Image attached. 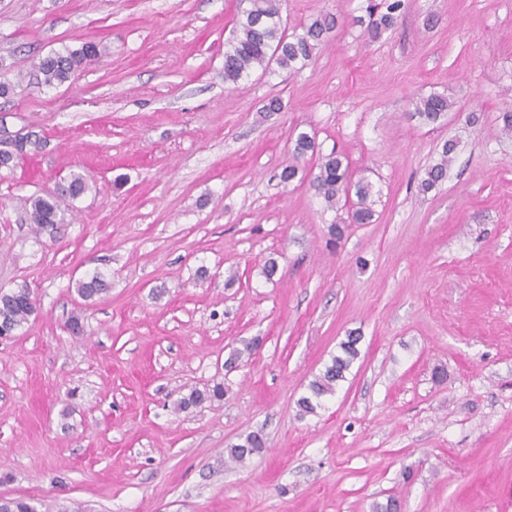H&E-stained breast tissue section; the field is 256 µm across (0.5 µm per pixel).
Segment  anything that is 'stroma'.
<instances>
[{"instance_id": "obj_1", "label": "stroma", "mask_w": 512, "mask_h": 512, "mask_svg": "<svg viewBox=\"0 0 512 512\" xmlns=\"http://www.w3.org/2000/svg\"><path fill=\"white\" fill-rule=\"evenodd\" d=\"M282 4L289 29L338 26L303 69L228 86L239 0H0V76L19 84L0 128L45 140L0 172V291L28 285L39 308L0 339V496L39 512H373L391 497L512 512V0H404L375 41L367 0ZM88 41L98 61L38 83L39 57ZM433 92L458 108L425 125L414 103ZM301 132L316 153L281 184ZM449 140L447 180L421 194ZM333 151L373 182L371 223L311 188ZM73 173L88 193L62 201L57 240L36 237L25 198ZM97 272L109 290L84 302L75 285ZM354 329L346 380L300 416ZM218 383L223 399L177 409ZM257 431L265 451L229 461Z\"/></svg>"}]
</instances>
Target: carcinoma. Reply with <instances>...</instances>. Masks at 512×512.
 Masks as SVG:
<instances>
[{"label":"carcinoma","instance_id":"1","mask_svg":"<svg viewBox=\"0 0 512 512\" xmlns=\"http://www.w3.org/2000/svg\"><path fill=\"white\" fill-rule=\"evenodd\" d=\"M402 8V0H383L367 6L369 21L368 35L372 39L380 37L391 29ZM337 17L331 14L320 15L301 31H288L281 12V0H247V7L238 12L232 37L224 50V83L237 84L251 77L259 70L261 74L273 71V66L299 70L312 59L315 50L324 44L330 33L337 27ZM103 48L94 42H85L81 46L62 51L51 52L36 64V71L47 85H61L88 62L99 57ZM457 108V101L444 93H431L415 101V115L425 124H435ZM43 140L31 133H4L0 138V169L9 170L15 165L14 157L19 152L30 153L41 149ZM314 139L301 133L294 141L292 159L279 173L280 182L288 184L299 174L298 162L308 153L315 152ZM457 149L454 141L446 142L435 164L426 169L419 182V190L427 193L441 183L448 174V167ZM318 173L312 186L317 195L330 208L340 199L355 198L352 202L351 220L356 224H368L372 221L373 196L376 194L373 183L365 177L352 178L349 166L343 159L330 153L319 158ZM89 190L87 179L73 174L61 190L32 195L26 199L30 223L38 236L57 238L64 224L60 212V200H76ZM78 295L86 302L108 291V284L101 274L76 283ZM37 313V300L27 285L9 292L0 293V336L13 334ZM360 337L349 335L339 344L340 352L332 356L331 361L309 383L310 395L297 400L299 411L307 414L316 412L320 400L335 394L339 382L359 356ZM224 387L216 384L210 390L195 391L182 398L177 408L187 410L207 400H219L224 397ZM265 447L262 434L253 432L245 436L239 444L229 448L231 459L239 464L246 463ZM0 512H38L36 507L24 498H0Z\"/></svg>","mask_w":512,"mask_h":512}]
</instances>
